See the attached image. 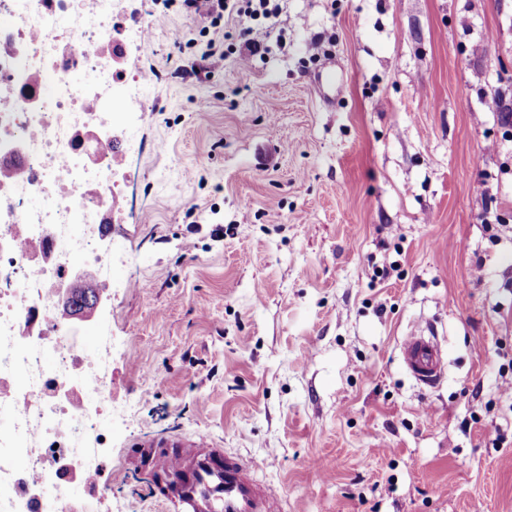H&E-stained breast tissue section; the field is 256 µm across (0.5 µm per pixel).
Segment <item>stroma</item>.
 I'll use <instances>...</instances> for the list:
<instances>
[{"mask_svg": "<svg viewBox=\"0 0 512 512\" xmlns=\"http://www.w3.org/2000/svg\"><path fill=\"white\" fill-rule=\"evenodd\" d=\"M277 2L200 81L207 19L125 0L147 92L109 96L112 308L78 319L112 368L105 512H173L132 445L198 430L285 512H512V0ZM426 325L433 390L398 350Z\"/></svg>", "mask_w": 512, "mask_h": 512, "instance_id": "35a3bbf8", "label": "stroma"}]
</instances>
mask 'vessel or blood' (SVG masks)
Listing matches in <instances>:
<instances>
[{
  "mask_svg": "<svg viewBox=\"0 0 512 512\" xmlns=\"http://www.w3.org/2000/svg\"><path fill=\"white\" fill-rule=\"evenodd\" d=\"M405 371L424 389L439 386L445 376L441 345L426 329L406 336L400 345ZM135 446L165 473L177 474L175 485L166 487L164 499L174 501L179 512H280L277 489L259 481L250 463L215 446L203 432L144 437Z\"/></svg>",
  "mask_w": 512,
  "mask_h": 512,
  "instance_id": "obj_1",
  "label": "vessel or blood"
}]
</instances>
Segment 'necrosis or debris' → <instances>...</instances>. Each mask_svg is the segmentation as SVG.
I'll list each match as a JSON object with an SVG mask.
<instances>
[{"label":"necrosis or debris","instance_id":"4bbe7bcc","mask_svg":"<svg viewBox=\"0 0 512 512\" xmlns=\"http://www.w3.org/2000/svg\"><path fill=\"white\" fill-rule=\"evenodd\" d=\"M116 0H0V512H101L112 375L62 299L106 288L120 186L104 92L127 77Z\"/></svg>","mask_w":512,"mask_h":512}]
</instances>
